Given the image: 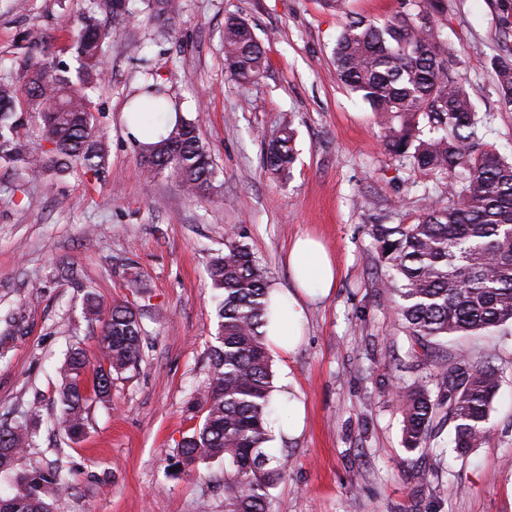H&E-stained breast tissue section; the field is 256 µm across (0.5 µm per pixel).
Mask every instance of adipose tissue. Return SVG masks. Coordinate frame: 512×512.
Instances as JSON below:
<instances>
[{
  "label": "adipose tissue",
  "mask_w": 512,
  "mask_h": 512,
  "mask_svg": "<svg viewBox=\"0 0 512 512\" xmlns=\"http://www.w3.org/2000/svg\"><path fill=\"white\" fill-rule=\"evenodd\" d=\"M288 268L294 285L292 291L272 289L273 315L266 327L269 346L276 351L293 350L301 336L305 321L304 302L328 295L336 282V269L322 242L308 235L298 236L288 250Z\"/></svg>",
  "instance_id": "obj_1"
}]
</instances>
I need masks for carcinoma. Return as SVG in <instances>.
Masks as SVG:
<instances>
[{
	"label": "carcinoma",
	"instance_id": "obj_1",
	"mask_svg": "<svg viewBox=\"0 0 512 512\" xmlns=\"http://www.w3.org/2000/svg\"><path fill=\"white\" fill-rule=\"evenodd\" d=\"M103 20L120 24L132 15L129 0H92ZM441 0L408 8L378 25L350 18L336 40V78L361 94L383 131L394 158L448 180V204L426 209L416 224H373L377 263L387 273L376 279L382 292L402 300L397 316L424 353L445 350L450 336H472L512 328V159L491 147L478 148L479 129L491 115L477 112L439 31L433 14ZM150 15L166 28L178 15L177 0H148ZM112 32L100 22L85 23L74 35L79 67L29 68L25 83L28 112L39 114L40 153L14 136L24 112L13 85L0 82V160L45 174L77 166L94 175L105 169L106 148L88 91L103 84V64ZM224 62L237 80L249 82L265 68V56L242 18L224 23ZM492 70L503 99L512 103V50L497 56ZM172 109L165 90L147 83L130 106V118L151 126ZM427 121L420 137L415 118ZM199 118L176 112L160 138L140 145V164L175 176L190 193L216 188L218 169L198 133ZM294 129L286 125L269 142L267 171L286 179L294 162ZM207 274L215 291L217 344L209 351L212 368L200 396L187 407L203 422L183 437L171 466L178 476L207 460L224 461V512H266L269 491L288 473V455L266 451L273 410L274 374L262 331L269 310L266 267L230 237L213 255ZM84 318L101 323L100 364L92 382L84 379L89 359L71 348L60 367L56 424L70 438L85 433L92 402L110 399L112 374L137 365L143 327L129 303L104 310L95 296L84 303ZM500 385L498 368L486 357L454 352L432 356L424 379L395 389L403 416L402 443L414 451L431 447L445 427L463 453L483 444ZM27 425L0 426V473L15 477L16 492L0 497V512H53L68 490L57 467L20 468L31 447Z\"/></svg>",
	"mask_w": 512,
	"mask_h": 512
}]
</instances>
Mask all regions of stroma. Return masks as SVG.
Here are the masks:
<instances>
[{"mask_svg":"<svg viewBox=\"0 0 512 512\" xmlns=\"http://www.w3.org/2000/svg\"><path fill=\"white\" fill-rule=\"evenodd\" d=\"M169 34L148 19L146 0L112 36L108 75L91 111L109 147L104 175L80 169L46 178L0 163V425L28 423L24 466H62L70 490L56 512H224L220 461L172 476L170 464L196 422L187 406L209 372L216 321L206 267L230 233L290 289L286 256L310 233L338 269L327 297L306 304L293 353H273L275 379L290 377L304 405L299 435L282 439L291 464L267 512H512V335L449 341L491 355L501 384L491 436L461 456L442 433L435 451L407 452L391 384L417 379L411 340L375 285L374 224L417 223L444 205L448 183L385 150L373 113L336 78L334 48L352 17L383 21L406 0H181ZM435 15L479 111L492 115L484 144L512 157V104L491 62L512 34V0H443ZM253 28L268 65L249 83L224 64V20ZM88 0H0V80L23 88L29 66L73 64L71 35ZM163 86L221 171L211 192L187 194L140 165L124 114L145 81ZM296 132L288 180L273 178L263 152L284 125ZM129 302L146 335L137 366L112 380V399L89 408L84 436L51 420L57 368L70 347L97 362L99 327L83 319L86 294ZM19 309L14 327L3 319ZM433 469L434 478L417 474Z\"/></svg>","mask_w":512,"mask_h":512,"instance_id":"obj_1","label":"stroma"}]
</instances>
